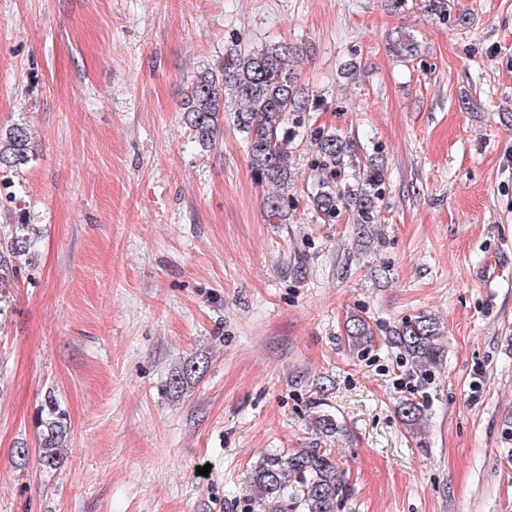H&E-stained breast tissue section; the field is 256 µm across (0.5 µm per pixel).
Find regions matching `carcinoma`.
<instances>
[{
  "label": "carcinoma",
  "instance_id": "cac0c4a2",
  "mask_svg": "<svg viewBox=\"0 0 512 512\" xmlns=\"http://www.w3.org/2000/svg\"><path fill=\"white\" fill-rule=\"evenodd\" d=\"M297 49L284 43H266L251 49L232 48L224 62L198 73L188 87L181 112L194 142L204 151L224 137V113L233 111V125L242 135L251 172L273 188L266 199L268 217L288 221V202L293 185L291 162L299 147L300 130L307 112L319 100L309 98L299 85L295 65ZM316 148L314 167L320 178L308 194L309 207L323 220L333 222L341 214L353 216L358 232L367 235L369 225L380 223L379 201L383 194V167L358 160L350 140L333 130L311 131ZM31 134L24 124L0 132V186L8 190L12 178L31 161ZM352 169L351 177L341 166ZM40 236L36 224L20 222L0 226V281L17 275L19 259L31 255ZM350 350L359 353L372 346V330L365 319L350 317L344 326ZM442 329L432 316L421 314L395 325L386 337L411 367L426 371L441 358ZM200 362L190 360L173 374L169 390L182 396ZM48 417L39 446V461L52 467L63 456L66 426L53 399L47 402ZM405 425L418 429L422 410L412 399L401 401ZM316 431L332 436L341 430L333 415L313 417ZM259 512H336L347 493V480L336 459L325 448H298L293 452L271 450L262 455L248 476Z\"/></svg>",
  "mask_w": 512,
  "mask_h": 512
}]
</instances>
